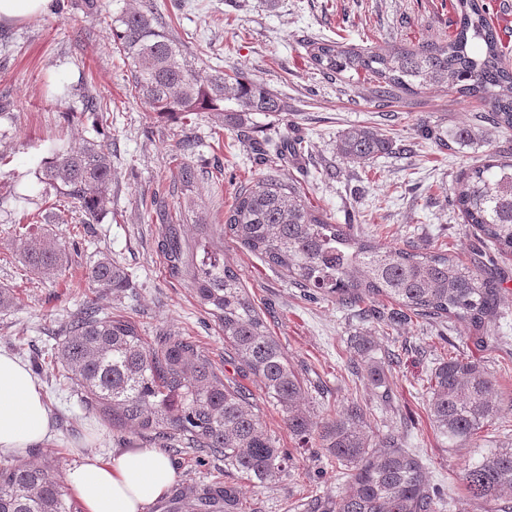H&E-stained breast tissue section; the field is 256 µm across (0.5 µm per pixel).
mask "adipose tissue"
<instances>
[{
  "instance_id": "ef3b65f1",
  "label": "adipose tissue",
  "mask_w": 512,
  "mask_h": 512,
  "mask_svg": "<svg viewBox=\"0 0 512 512\" xmlns=\"http://www.w3.org/2000/svg\"><path fill=\"white\" fill-rule=\"evenodd\" d=\"M50 436V415L38 380L24 362L0 353V454L22 452ZM66 478L81 512H144L166 495L176 471L155 450L128 448L110 461L85 458Z\"/></svg>"
}]
</instances>
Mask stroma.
<instances>
[{"label": "stroma", "instance_id": "obj_1", "mask_svg": "<svg viewBox=\"0 0 512 512\" xmlns=\"http://www.w3.org/2000/svg\"><path fill=\"white\" fill-rule=\"evenodd\" d=\"M61 13L0 23V286L12 289L15 305L0 311V351L29 366L50 409L52 436L28 449L27 461L52 460L58 475L83 458L116 457L141 447L139 437L111 431L94 411L56 384L44 354L59 341L68 315L93 304L103 313L132 316L146 339L163 330L191 338L219 370L235 376L225 359L224 334L200 310L190 287L169 279L157 248L163 221L151 201L161 197L195 244L204 225L220 224L236 191L266 175L299 184L331 223L388 230L387 241L423 253L454 251L467 261L480 249L465 224L452 187L486 156L512 159V130L488 122L485 103L426 90L385 106L363 79L328 78L310 63L316 39L388 49L434 41L457 18V0H155L165 31L182 41L198 69H237L278 93L288 104L280 116L251 115L241 129H225L213 113L160 118L130 94L126 58L108 29L88 13L83 0H63ZM110 110L112 191L98 223H82L69 199L38 179L55 150L93 138L87 96ZM469 126L471 138L456 133ZM368 126L394 140L392 154L367 167L344 161L336 151L347 129ZM281 132L306 150L271 165L258 162L255 142ZM191 152H183L184 140ZM191 161L199 180L183 190L179 166ZM33 223L62 255L59 271L33 275L19 253L15 223ZM239 274L290 365L304 381L315 414L356 400L367 408L372 428L403 431L405 447L421 456L432 483L463 498L459 479L467 449L444 448L428 418L422 392L434 362L448 347L496 371L500 390L512 397V342L474 345L457 322L412 320L390 335L374 334V357L396 354L400 364L387 379L392 400L351 372L356 338L371 325L330 298L310 299L287 277L239 243L218 246ZM118 261L132 279L122 298L100 296L87 270L101 255ZM245 386L278 448L294 459L279 480L252 484L225 471L223 460L191 448H169L176 470L170 492L144 512H174L181 493L207 485L237 488L238 512H311L314 493L335 495L343 478L335 464L316 458L292 435L279 406L255 378Z\"/></svg>", "mask_w": 512, "mask_h": 512}]
</instances>
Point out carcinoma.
Here are the masks:
<instances>
[{"instance_id": "cac0c4a2", "label": "carcinoma", "mask_w": 512, "mask_h": 512, "mask_svg": "<svg viewBox=\"0 0 512 512\" xmlns=\"http://www.w3.org/2000/svg\"><path fill=\"white\" fill-rule=\"evenodd\" d=\"M457 8L459 22L440 43L382 52L319 40L310 44L311 65L327 76H367L373 98L381 102L431 88L484 101L488 120L511 130L512 66L502 36L484 0H458ZM106 26L130 62L135 94L158 116L212 112L232 129L250 114L285 111L277 93L239 70L230 75L217 66L200 74L150 3L111 17ZM297 145L281 138L262 150L260 161L295 155ZM337 149L344 159L366 166L392 153L393 141L369 127L352 128L340 135ZM39 179L71 198L84 223L98 221L112 188L108 135L99 129L81 147L55 153ZM453 195L465 222L499 256L511 257L512 162L490 157L456 183ZM220 232L313 299L332 298L346 308L381 299L396 305L391 312L366 309L383 330L414 317L448 318L482 346L494 339L502 318L503 281L485 266L453 253L390 246L376 232L363 237L349 224H332L293 182L264 176L240 187ZM21 245L31 271L47 275L58 268L59 253L40 238L25 236ZM158 250L168 277L188 283L201 310L224 331L237 372L258 379L281 408L288 430L343 470L341 491L315 499L319 512H445L448 495L429 482L422 459L403 448L399 432L372 429L359 402L319 421L302 410L300 376L223 258L205 250L194 259L179 224L163 225ZM88 278L102 295L119 296L130 287L127 272L108 255L93 263ZM61 336L49 358L56 378L113 430L156 448L200 449L224 459V469L260 484L288 473L290 458L277 448L251 392L219 373L189 338L164 332L148 341L131 317L103 315L93 305L71 314ZM358 350L367 379L384 384L398 361L370 359L368 338L360 339ZM497 386L487 366L450 356L432 369L425 402L442 444L475 449L461 471L466 500L485 503L490 512H512V442L497 444L480 435L507 405ZM180 503L184 512H223L239 505L232 486H209L183 495ZM0 512H71V503L51 465L8 458L0 460Z\"/></svg>"}]
</instances>
